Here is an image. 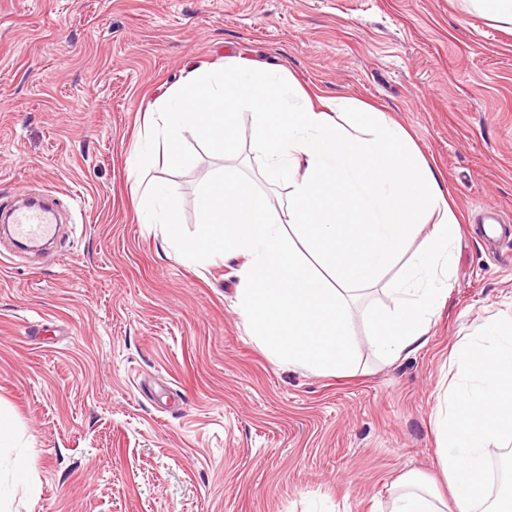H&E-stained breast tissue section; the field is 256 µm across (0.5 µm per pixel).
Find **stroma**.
<instances>
[{
  "label": "stroma",
  "instance_id": "1",
  "mask_svg": "<svg viewBox=\"0 0 512 512\" xmlns=\"http://www.w3.org/2000/svg\"><path fill=\"white\" fill-rule=\"evenodd\" d=\"M230 58L379 108L445 177L460 237L416 352L373 353L376 289L352 316L355 374L275 364L236 309L237 263L199 269L142 223V165L189 235L220 170L287 202L247 113L235 154L193 133L182 160L131 154L157 98ZM31 191L65 219L54 260L0 234V407L40 489L0 465L14 512H390L402 476L441 479L452 350L512 315V32L461 0H0V210ZM483 205L508 218L493 243ZM10 463L15 487L22 489L30 498L35 497L38 490L35 483L36 463L34 458L24 453H17Z\"/></svg>",
  "mask_w": 512,
  "mask_h": 512
}]
</instances>
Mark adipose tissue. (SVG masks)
Instances as JSON below:
<instances>
[{"label":"adipose tissue","instance_id":"adipose-tissue-1","mask_svg":"<svg viewBox=\"0 0 512 512\" xmlns=\"http://www.w3.org/2000/svg\"><path fill=\"white\" fill-rule=\"evenodd\" d=\"M245 111L266 181L291 187L287 204L273 205L245 177H218L196 198L201 222L189 236L173 201L150 181L138 200L145 223L161 225L170 245L198 267L240 261L237 308L275 363L321 375L352 372L351 306L378 285L392 305L372 321V349L392 362L423 346L447 290L442 276L457 236L440 172L384 112L346 98L316 107L288 70L234 61L216 74L192 71L156 100L145 130L171 159L188 131L207 137L216 152H228ZM427 215L436 221L419 251L407 256ZM402 259L403 276L387 280ZM452 363L456 379L436 427L439 466L453 500L444 502L409 476L391 512H481L487 506L492 445L512 432V323H484L463 338ZM17 445L15 421L0 409V452L13 454L15 487L36 496L35 460Z\"/></svg>","mask_w":512,"mask_h":512}]
</instances>
